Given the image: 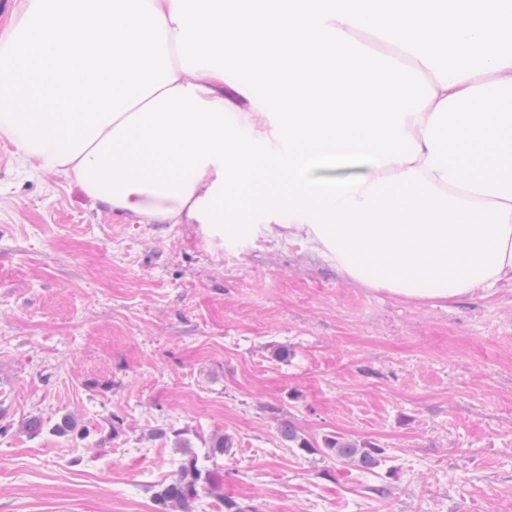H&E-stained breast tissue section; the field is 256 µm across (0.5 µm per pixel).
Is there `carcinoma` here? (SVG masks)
<instances>
[{"label":"carcinoma","instance_id":"obj_1","mask_svg":"<svg viewBox=\"0 0 512 512\" xmlns=\"http://www.w3.org/2000/svg\"><path fill=\"white\" fill-rule=\"evenodd\" d=\"M46 426L40 415L26 418L20 431L30 437L40 435ZM52 432L60 437L74 435L80 431L75 418L64 415L60 421L51 427ZM281 440L292 443L307 451L316 450L336 457L337 460L352 464L365 470H371L381 463L384 451L369 441H358L339 436H328L323 440L322 448L318 449L306 438L302 437L299 429L292 423H285L279 429ZM232 445L231 438L224 434H215L210 440L209 456L215 458L227 452ZM185 459L181 460L176 470L174 480L162 485L154 492L153 499L157 505L156 512H191L192 503L200 493L216 498L226 509V512H245L236 502L224 497L223 485L217 483L210 470L198 465V458L191 451H184Z\"/></svg>","mask_w":512,"mask_h":512}]
</instances>
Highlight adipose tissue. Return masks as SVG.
<instances>
[{"mask_svg":"<svg viewBox=\"0 0 512 512\" xmlns=\"http://www.w3.org/2000/svg\"><path fill=\"white\" fill-rule=\"evenodd\" d=\"M0 138L96 204L254 223L406 300L512 282V0H21Z\"/></svg>","mask_w":512,"mask_h":512,"instance_id":"obj_1","label":"adipose tissue"}]
</instances>
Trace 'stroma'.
Segmentation results:
<instances>
[{
	"instance_id": "stroma-1",
	"label": "stroma",
	"mask_w": 512,
	"mask_h": 512,
	"mask_svg": "<svg viewBox=\"0 0 512 512\" xmlns=\"http://www.w3.org/2000/svg\"><path fill=\"white\" fill-rule=\"evenodd\" d=\"M288 421L382 462L288 447ZM158 427L248 512H512V284L403 300L252 229L140 223L0 140V512H154L183 457ZM283 442L294 444L307 452L320 451L329 456H335L337 460L352 464L365 470L378 467L382 461L384 451L369 441H358L339 436H327L323 440V446L317 449L310 441L302 437L299 429L292 423H285L279 429Z\"/></svg>"
}]
</instances>
